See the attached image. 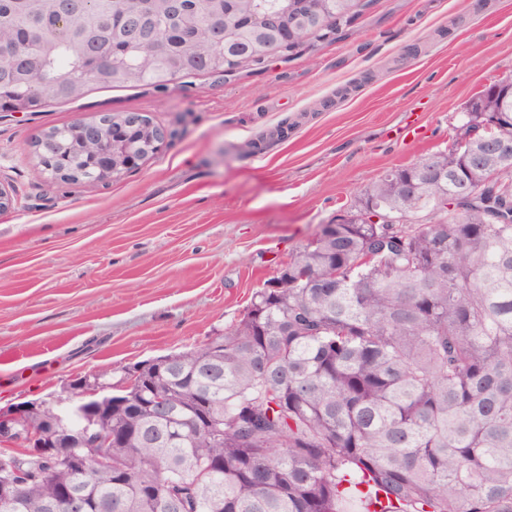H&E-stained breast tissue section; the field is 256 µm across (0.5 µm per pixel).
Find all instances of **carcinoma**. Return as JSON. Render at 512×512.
Instances as JSON below:
<instances>
[{
    "mask_svg": "<svg viewBox=\"0 0 512 512\" xmlns=\"http://www.w3.org/2000/svg\"><path fill=\"white\" fill-rule=\"evenodd\" d=\"M184 0L190 27L167 36L166 69L140 57L142 76L114 80L73 52L51 4L32 13L0 0V37L35 54L29 35L54 45L35 70L18 74L27 99L42 105L82 95L92 85L151 86L230 73L250 63L216 62L205 36L213 17ZM374 0H322L319 42ZM253 21L285 0H238ZM140 10L139 0H90L87 19L110 29ZM68 80L53 99L48 80ZM503 98L486 89L464 112V151L426 163L447 181L429 184L412 164L382 175L362 195L387 211L364 223L354 206L288 260L293 274L257 290L236 324L201 348L112 385V413L98 418L112 447L74 456L91 421L45 407L65 431L56 455L0 448V484H15L0 512H63L57 489L83 492L103 512H512V159L488 150L479 114ZM419 178L415 197L400 192ZM311 269L331 284L303 280ZM169 406L166 418L152 404Z\"/></svg>",
    "mask_w": 512,
    "mask_h": 512,
    "instance_id": "obj_1",
    "label": "carcinoma"
}]
</instances>
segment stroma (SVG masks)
I'll list each match as a JSON object with an SVG mask.
<instances>
[{"label": "stroma", "mask_w": 512, "mask_h": 512, "mask_svg": "<svg viewBox=\"0 0 512 512\" xmlns=\"http://www.w3.org/2000/svg\"><path fill=\"white\" fill-rule=\"evenodd\" d=\"M510 78L512 0H376L260 70L0 112V407L65 415L73 378L117 381L223 334L323 225L387 171L451 149L469 101ZM113 112L172 138L108 179L42 174L45 133Z\"/></svg>", "instance_id": "1"}]
</instances>
